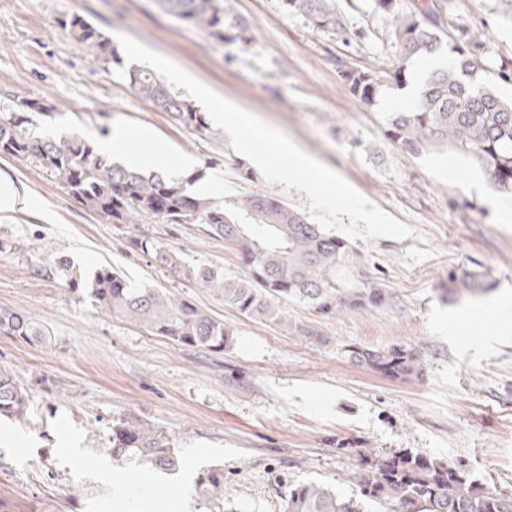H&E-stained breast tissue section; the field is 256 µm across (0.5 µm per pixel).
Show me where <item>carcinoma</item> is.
Instances as JSON below:
<instances>
[{"label": "carcinoma", "instance_id": "cac0c4a2", "mask_svg": "<svg viewBox=\"0 0 512 512\" xmlns=\"http://www.w3.org/2000/svg\"><path fill=\"white\" fill-rule=\"evenodd\" d=\"M157 8L191 29L203 30L216 42L237 30L245 39L248 26L229 18L224 0H154ZM288 11L306 17L316 30L342 28L333 0H284ZM373 10L392 17L391 40L395 54L377 64L342 71L349 93L374 106L392 86L408 83L415 61L442 50L450 63L430 73L409 111L390 113L389 139L411 156L432 148H449L478 166L500 191L512 192V101L490 86H478L473 75L485 63V43L464 28L450 32L445 15L448 0H420L405 11L400 0H372ZM63 25L96 55L112 56L111 42L93 24L74 15ZM129 81L137 93L177 123L191 127L203 139L221 140L220 134L189 100L172 93L149 70L132 68ZM28 116L12 112L0 117V155L16 161H35L87 210L108 224H202L207 235L224 239L244 267L238 279L224 277L218 267L185 263L176 251L157 245L146 236H132L130 246L153 254L158 263L184 279L224 295V303L243 317L288 330L280 302L305 304L323 315L367 307L388 308L398 297L389 291L380 272L371 269L370 256L346 239L311 223L308 217L272 192L252 191L222 201L195 195V176L171 179L146 175L98 153L84 138L59 140L29 132ZM57 270L74 288L84 287L113 317L146 328L181 347L222 350L232 343L234 329L208 311L160 288H134L127 275L104 266L85 278L65 256L55 259ZM486 281L476 272L448 275V295L485 292ZM0 333L22 341H38L46 330L19 311L0 309ZM350 362L382 376L422 382L427 365L421 354L404 346L370 348L348 345ZM27 411L26 394L10 373L0 372V416L20 420ZM112 463L142 464L164 472L177 471L181 457L165 433L142 420L112 424ZM351 480L357 492L341 496L324 484L288 490L285 512H364L366 502L392 507L391 512H512V494L483 489L460 464L430 459L402 450L369 454ZM196 490L208 500L224 495V469L199 473Z\"/></svg>", "mask_w": 512, "mask_h": 512}]
</instances>
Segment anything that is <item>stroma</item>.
Here are the masks:
<instances>
[{"instance_id": "stroma-1", "label": "stroma", "mask_w": 512, "mask_h": 512, "mask_svg": "<svg viewBox=\"0 0 512 512\" xmlns=\"http://www.w3.org/2000/svg\"><path fill=\"white\" fill-rule=\"evenodd\" d=\"M340 32L317 31L283 0H225L247 41L216 44L159 11L154 0H0V116L42 103L37 136L93 143L122 129L145 172L171 175L183 159L225 195L304 193L239 181L238 154L178 125L134 91L129 64L96 57L62 27L80 15L108 38L124 33L211 90L284 132L368 201L412 227L410 237L357 240L398 295L392 309L336 317L287 303L294 329L242 317L214 289L153 256L129 251L128 225L107 224L35 163L0 156L28 208L0 219V308L44 326L36 345L0 335V371L24 387L23 419H0V512H283L289 486L326 483L343 496L363 453L405 449L461 463L488 488L512 493V223L501 193L453 151L417 157L387 136L394 89L365 106L341 77L393 52L388 15L371 0H335ZM451 26L485 33L493 58L512 59V0H450ZM186 263L244 270L223 239L198 224H141ZM82 275L121 269L133 286L162 288L234 327L227 348L179 347L113 318L69 289L53 263ZM479 272L488 292L444 298L449 273ZM348 344L418 349L422 382H400L348 362ZM135 417L180 453L177 474L115 468L113 422ZM224 469V499L195 492L197 473Z\"/></svg>"}]
</instances>
